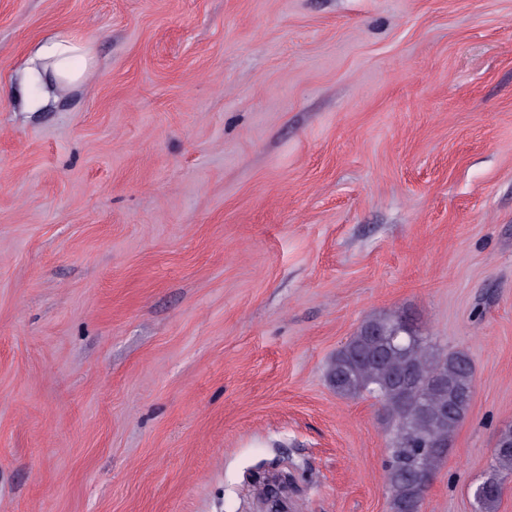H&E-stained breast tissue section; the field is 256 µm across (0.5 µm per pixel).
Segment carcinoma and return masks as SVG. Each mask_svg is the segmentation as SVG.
<instances>
[{"mask_svg":"<svg viewBox=\"0 0 512 512\" xmlns=\"http://www.w3.org/2000/svg\"><path fill=\"white\" fill-rule=\"evenodd\" d=\"M399 319H367L336 353L327 376L337 393L367 394L381 404L392 431L384 463L390 510L421 512L428 483L468 414L475 371L467 353H448L425 336L401 331ZM498 442L489 470L512 477L511 427ZM473 497L480 512H495L501 490L483 480Z\"/></svg>","mask_w":512,"mask_h":512,"instance_id":"carcinoma-1","label":"carcinoma"}]
</instances>
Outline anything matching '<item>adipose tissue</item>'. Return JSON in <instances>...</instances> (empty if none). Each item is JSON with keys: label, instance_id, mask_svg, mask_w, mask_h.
<instances>
[{"label": "adipose tissue", "instance_id": "obj_1", "mask_svg": "<svg viewBox=\"0 0 512 512\" xmlns=\"http://www.w3.org/2000/svg\"><path fill=\"white\" fill-rule=\"evenodd\" d=\"M90 65L86 41L59 36L41 42L24 76L29 89L25 106L29 111L44 107L52 97L53 87L78 84Z\"/></svg>", "mask_w": 512, "mask_h": 512}]
</instances>
